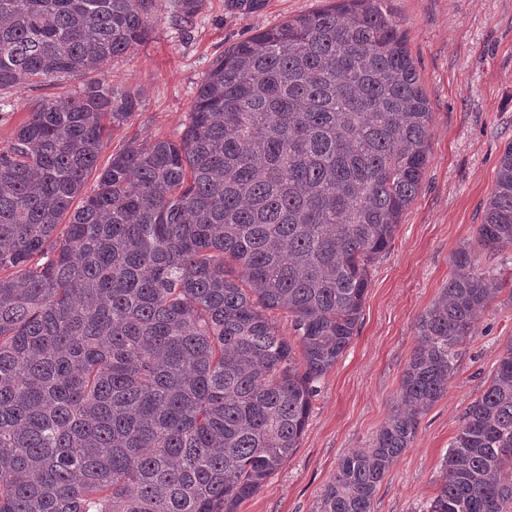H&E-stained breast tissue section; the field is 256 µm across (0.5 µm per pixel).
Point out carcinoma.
I'll return each mask as SVG.
<instances>
[{
	"mask_svg": "<svg viewBox=\"0 0 512 512\" xmlns=\"http://www.w3.org/2000/svg\"><path fill=\"white\" fill-rule=\"evenodd\" d=\"M388 2L335 0L238 43L182 139L113 153L90 192L140 97L95 76L31 109L0 150V272L16 270L0 276V512H236L298 448L429 162L432 112ZM202 6L0 0V89L95 74L148 40L153 13L187 30ZM509 246L512 143L417 318L401 409L314 512H372L489 308L480 255ZM511 468L512 343L424 512H512Z\"/></svg>",
	"mask_w": 512,
	"mask_h": 512,
	"instance_id": "carcinoma-1",
	"label": "carcinoma"
}]
</instances>
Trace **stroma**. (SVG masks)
<instances>
[{"label":"stroma","instance_id":"1","mask_svg":"<svg viewBox=\"0 0 512 512\" xmlns=\"http://www.w3.org/2000/svg\"><path fill=\"white\" fill-rule=\"evenodd\" d=\"M328 0H204L190 33L165 13L151 39L108 60L112 85L141 96V107L111 130L97 162L133 142L179 141L201 81L216 57L253 34L327 5ZM433 114L429 164L417 197L389 247L372 263L357 330L318 382L296 451L238 512H313L341 459L369 448L400 402L416 346L414 324L437 299L453 253L473 242L512 142V0H391ZM83 76H61L0 91V149L31 108L79 90ZM512 343V296L497 292L460 349L448 391L419 417L414 440L377 489L373 512H422L467 407L487 388Z\"/></svg>","mask_w":512,"mask_h":512}]
</instances>
